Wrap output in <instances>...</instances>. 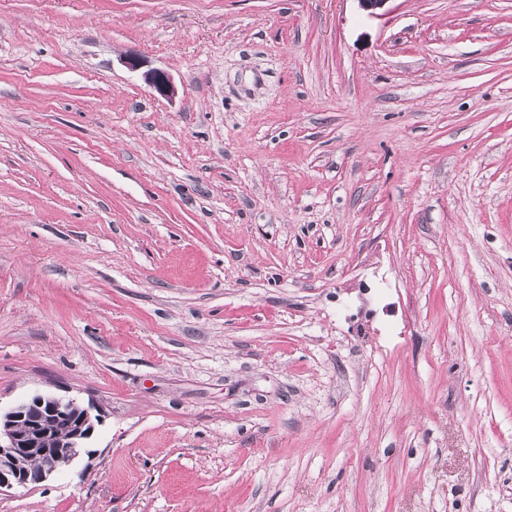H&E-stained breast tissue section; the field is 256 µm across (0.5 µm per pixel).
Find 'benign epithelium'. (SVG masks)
Here are the masks:
<instances>
[{"mask_svg": "<svg viewBox=\"0 0 512 512\" xmlns=\"http://www.w3.org/2000/svg\"><path fill=\"white\" fill-rule=\"evenodd\" d=\"M125 64L133 71H142L143 81L159 96L171 99L177 94L167 72L142 70L143 62L136 56L128 57ZM62 419L68 420L64 431L57 427ZM94 420L90 408L78 400L51 393L36 394L0 410V492L44 481L58 471L60 462L71 465L90 438ZM31 459L40 462L38 470L21 467V462Z\"/></svg>", "mask_w": 512, "mask_h": 512, "instance_id": "1", "label": "benign epithelium"}]
</instances>
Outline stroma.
Returning a JSON list of instances; mask_svg holds the SVG:
<instances>
[{"instance_id":"obj_1","label":"stroma","mask_w":512,"mask_h":512,"mask_svg":"<svg viewBox=\"0 0 512 512\" xmlns=\"http://www.w3.org/2000/svg\"><path fill=\"white\" fill-rule=\"evenodd\" d=\"M43 392L99 420L0 512H512V0H0ZM143 81L159 96L173 98L177 94V87L172 77L160 69H147L142 72Z\"/></svg>"}]
</instances>
